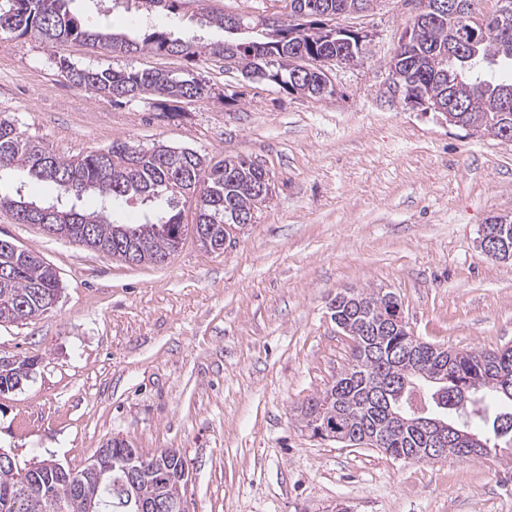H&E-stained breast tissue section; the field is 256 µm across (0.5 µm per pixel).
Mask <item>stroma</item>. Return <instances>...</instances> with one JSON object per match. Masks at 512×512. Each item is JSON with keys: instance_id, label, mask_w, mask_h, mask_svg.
Returning a JSON list of instances; mask_svg holds the SVG:
<instances>
[{"instance_id": "1", "label": "stroma", "mask_w": 512, "mask_h": 512, "mask_svg": "<svg viewBox=\"0 0 512 512\" xmlns=\"http://www.w3.org/2000/svg\"><path fill=\"white\" fill-rule=\"evenodd\" d=\"M198 0L144 16L74 0L82 25L227 39ZM417 0L342 17L366 31L334 96L251 83L216 58L111 53L79 43L0 39V114L57 155L112 142L165 144L270 174L271 199L223 251L185 235L163 266L129 264L0 211V234L59 273L57 305L0 327V356L37 357L0 394V448L19 467H85L120 438L150 457L180 449L186 512H512L495 459L415 462L316 438L297 410L351 364L332 303L347 289L391 292L412 336L448 349L512 346V264L480 253L493 216H512V142L448 124L407 102L388 70ZM75 67L205 79L210 98L178 111L140 96L109 101L74 85Z\"/></svg>"}]
</instances>
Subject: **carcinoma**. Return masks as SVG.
Here are the masks:
<instances>
[{"label":"carcinoma","mask_w":512,"mask_h":512,"mask_svg":"<svg viewBox=\"0 0 512 512\" xmlns=\"http://www.w3.org/2000/svg\"><path fill=\"white\" fill-rule=\"evenodd\" d=\"M71 0H0V37L37 36L55 48L72 41H82L94 48L111 52L137 53L150 50L157 54H181L212 57L229 50L239 56L247 73L258 75L290 93L319 96L318 76L306 71L293 75L295 60L314 62L323 57L341 55L350 61L360 58L362 49L318 30L322 16L352 11L356 0H289L291 12L303 17L304 29L292 38L288 28L265 41L222 42L200 47L189 40L170 38L163 30L152 32L142 43L110 31L83 29L68 8ZM206 21L219 27L249 24L243 16L226 17L214 10L205 14ZM462 17L445 15L425 26L417 41L399 46L388 68L396 69L398 80L415 96L443 100L452 95L462 105L468 119H481L482 131L500 136L502 125L495 115L502 110V99L512 97V82L483 73L482 66L497 63L512 68V33L476 43L469 54L451 58L448 43L456 33ZM60 68L69 79L95 95L120 100L145 94L156 97L158 105L174 112L183 99L204 100L211 87L196 78L179 79L169 73L151 70L114 71L75 68L66 58ZM19 170L54 187L58 197L74 196V189L98 197V208L87 211L64 206L59 213L30 210L35 205L24 197L0 193V210L12 213L18 224L71 225V236L86 242L87 247L112 258L122 254L112 247L121 225L114 223L111 204L117 200L140 198L152 207L151 216L134 224L140 230V247L134 250V264H153L171 259L180 248L188 225L181 211L175 210L172 197L191 200L195 223L211 228V243L224 245L227 226L234 223L232 213L248 211L255 203L246 194V186L259 180L265 169L242 156H228L212 163L199 153L166 145L151 149L132 142L117 141L106 151H90L76 159L58 156L40 142L27 136L14 121L0 117V172ZM181 227L175 237L170 227ZM62 291L56 270L35 252L6 249L0 246V324L19 323L43 314L45 299ZM401 307L391 292H352L345 294L334 308L336 325L354 341L352 363L322 393L308 399L301 407V421L319 419L351 435H381L382 450L400 458L425 457L428 442L410 425L390 427L386 394L402 378L407 386L399 404L408 411L423 407L447 410L448 421L459 428L485 437L488 452L480 457L501 458L509 450L512 461V432L499 436L497 418L512 416V399L487 389L486 374L494 368L512 371V348L501 350L450 351L448 359L427 343L408 359L403 350L411 337L386 325L387 316ZM37 364L25 357L12 368H0V393L16 390L27 379V368ZM448 367V385L463 382L471 388V400L461 408L448 407V395L438 397L421 391L425 379ZM143 472L140 491L144 500L166 495L185 468L180 451L166 448L138 462ZM83 486L46 470H21L9 461L0 463V512H86V499L100 502L99 512H138L136 503L123 493L127 475L117 467L112 470V485L97 484L89 475L82 476Z\"/></svg>","instance_id":"obj_1"}]
</instances>
